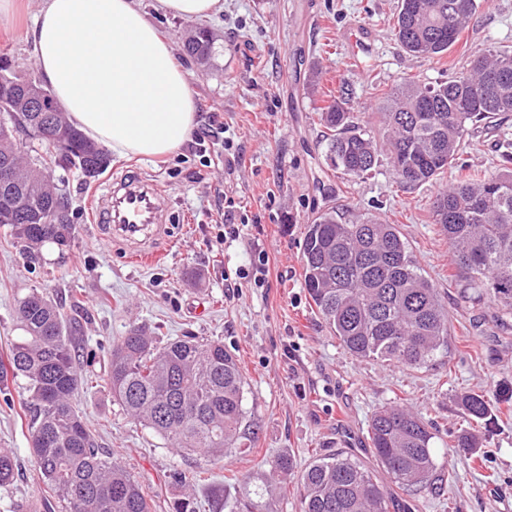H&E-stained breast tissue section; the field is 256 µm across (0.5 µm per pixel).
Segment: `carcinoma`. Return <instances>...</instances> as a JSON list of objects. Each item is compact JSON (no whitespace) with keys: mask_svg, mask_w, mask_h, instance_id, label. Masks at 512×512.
Listing matches in <instances>:
<instances>
[{"mask_svg":"<svg viewBox=\"0 0 512 512\" xmlns=\"http://www.w3.org/2000/svg\"><path fill=\"white\" fill-rule=\"evenodd\" d=\"M481 0H400L394 36L409 53L440 57L459 41ZM185 52L212 63L215 39L206 28L190 34ZM37 83L0 57V158H10L15 181L0 185V216L20 252L33 260L46 244L71 246L76 226L57 191L53 168L104 172L107 150L54 108L65 153H22L17 136L27 111L24 91ZM352 89L341 80L336 98L318 112L331 165L355 179L374 174L387 151L391 174L404 187L438 180L460 166L478 129L504 131L512 117V51L487 47L467 70L427 84L404 79L384 96L378 112L382 139L351 111ZM502 168L465 175L440 190L433 223L448 236L450 264L462 293L491 298L512 315V142L504 141ZM301 262L304 285L326 327L351 355L411 369L428 367L448 347V307L421 272L396 224L358 216L350 222L322 212L306 226ZM21 337L0 363V380L24 381V407L33 456L44 485L65 512H154L155 503L123 465L98 447L87 419L72 404L84 382L74 363L73 337L61 309L37 290L19 301ZM107 381L126 414L179 451H201L214 461L224 451H250L256 424L244 400L246 380L221 341L183 336L162 346L139 327L113 341ZM512 388L495 386L461 395L468 422L489 428ZM373 453L401 488L444 496L453 465L437 463V430L411 408L376 410L368 429ZM13 452L0 448V487L14 483ZM181 494L171 512H199L193 477L174 470ZM299 491V512H388L384 485L352 456L340 452L299 468L291 457L273 464V481L260 492L240 482L238 512H256L255 497L288 484Z\"/></svg>","mask_w":512,"mask_h":512,"instance_id":"1","label":"carcinoma"}]
</instances>
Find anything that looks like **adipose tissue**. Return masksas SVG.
<instances>
[{
    "mask_svg": "<svg viewBox=\"0 0 512 512\" xmlns=\"http://www.w3.org/2000/svg\"><path fill=\"white\" fill-rule=\"evenodd\" d=\"M141 0H42L25 32L68 120L118 157L175 152L197 125L184 65Z\"/></svg>",
    "mask_w": 512,
    "mask_h": 512,
    "instance_id": "obj_1",
    "label": "adipose tissue"
}]
</instances>
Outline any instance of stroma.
<instances>
[{
    "instance_id": "1",
    "label": "stroma",
    "mask_w": 512,
    "mask_h": 512,
    "mask_svg": "<svg viewBox=\"0 0 512 512\" xmlns=\"http://www.w3.org/2000/svg\"><path fill=\"white\" fill-rule=\"evenodd\" d=\"M398 3L224 0L223 13L206 21L217 37L215 62L207 69L184 51L194 22L155 14L189 72L196 129L205 135L203 145L189 140L169 156L141 161L179 216L161 247L163 260L145 266L97 239L90 222L97 183L66 168H56L55 181L77 227L70 247L31 264L0 227V359L19 337L21 298L38 290L61 305L82 352L77 368L88 378L73 404L98 445L147 486L156 512H169L175 489L168 475L175 468L195 475L201 512H234L239 479L259 486L279 457L291 456L302 467L337 452L385 481L390 512H512V413L499 415L471 458L454 446L467 426L458 396L512 384V316L501 317L488 301L461 297L446 237L429 221L440 184L454 175L409 188L383 165L372 178L354 180L331 166L318 121L340 79L354 87L353 111L371 122L382 90L401 79L440 81L466 68L488 44L512 49V0H486L457 45L434 59L408 54L395 40ZM22 4L20 26L0 27V55L34 78L23 28L41 0ZM358 28L367 39L357 51L351 36ZM244 45L256 61L243 63ZM329 208L348 220L362 214L398 225L422 273L447 301L448 349L431 367L355 358L319 317L304 287L301 244L307 224ZM228 224L243 225L242 237L225 239ZM257 247L269 255L267 286L228 287L225 271L247 266ZM134 326L162 342L218 340L236 356L247 380L245 405L258 429L252 454L228 451L214 462L199 452L178 453L122 411L103 376L113 340ZM22 400L20 382L0 384V447L13 449L19 467L13 486L0 489V512H61L45 493L29 435L17 422L13 407ZM407 402L437 424V459L455 466L445 500L407 494L388 481L371 452V415Z\"/></svg>"
}]
</instances>
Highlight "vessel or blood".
I'll use <instances>...</instances> for the list:
<instances>
[{
	"label": "vessel or blood",
	"mask_w": 512,
	"mask_h": 512,
	"mask_svg": "<svg viewBox=\"0 0 512 512\" xmlns=\"http://www.w3.org/2000/svg\"><path fill=\"white\" fill-rule=\"evenodd\" d=\"M172 213L156 180L143 169L129 167L112 175L95 193L92 230L110 244L122 245L133 257L156 256Z\"/></svg>",
	"instance_id": "obj_1"
}]
</instances>
